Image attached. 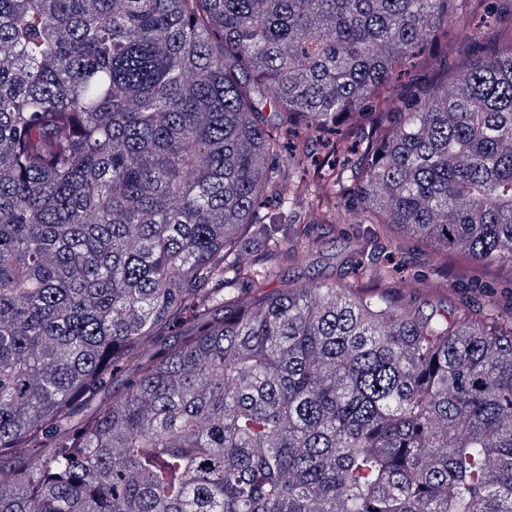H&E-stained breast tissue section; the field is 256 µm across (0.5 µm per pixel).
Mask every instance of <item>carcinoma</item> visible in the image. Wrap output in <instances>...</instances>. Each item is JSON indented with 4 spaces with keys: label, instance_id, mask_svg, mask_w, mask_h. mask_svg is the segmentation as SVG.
Instances as JSON below:
<instances>
[{
    "label": "carcinoma",
    "instance_id": "cac0c4a2",
    "mask_svg": "<svg viewBox=\"0 0 512 512\" xmlns=\"http://www.w3.org/2000/svg\"><path fill=\"white\" fill-rule=\"evenodd\" d=\"M314 224L512 272V0H0V512H512V308ZM367 224H345L332 229L326 225H315L312 235L318 248L305 257L280 259L279 264L286 279L298 285L309 286L319 281L348 282L352 276V263L357 246L368 239ZM397 260H400L403 266V273L395 286L402 291L411 288L409 278L418 276V288H421V301L425 303L423 311L426 314L432 310L440 313L451 312L465 299L474 302L475 305H482L480 303L489 293L496 295L504 305L509 302L512 291L511 278L490 275L484 280L471 281L459 279L452 273L448 275L447 282H442L441 277L433 271L428 251L417 242H408Z\"/></svg>",
    "mask_w": 512,
    "mask_h": 512
}]
</instances>
